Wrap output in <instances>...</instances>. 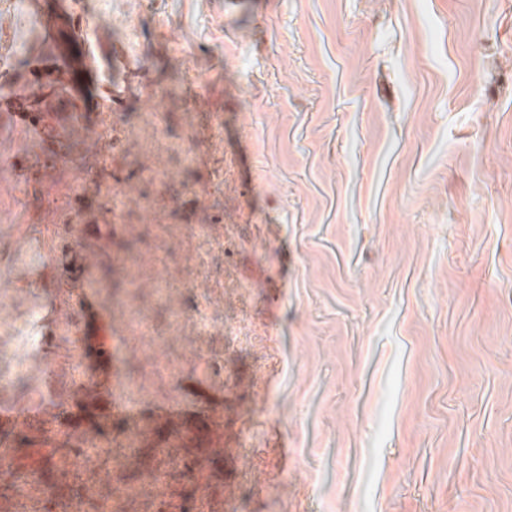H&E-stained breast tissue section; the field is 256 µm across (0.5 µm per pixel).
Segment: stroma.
Returning a JSON list of instances; mask_svg holds the SVG:
<instances>
[{
	"label": "stroma",
	"instance_id": "35a3bbf8",
	"mask_svg": "<svg viewBox=\"0 0 512 512\" xmlns=\"http://www.w3.org/2000/svg\"><path fill=\"white\" fill-rule=\"evenodd\" d=\"M86 1L87 89L127 94L79 140L58 115L63 168L0 105V157L23 155L0 168L8 312L38 304L48 336L82 289L79 329L116 344L124 254L158 256L167 295L136 296L156 335L222 364L149 403L239 432L209 512H512V0ZM78 2L36 26L0 0L12 87L61 69ZM200 295L208 329L173 326Z\"/></svg>",
	"mask_w": 512,
	"mask_h": 512
}]
</instances>
